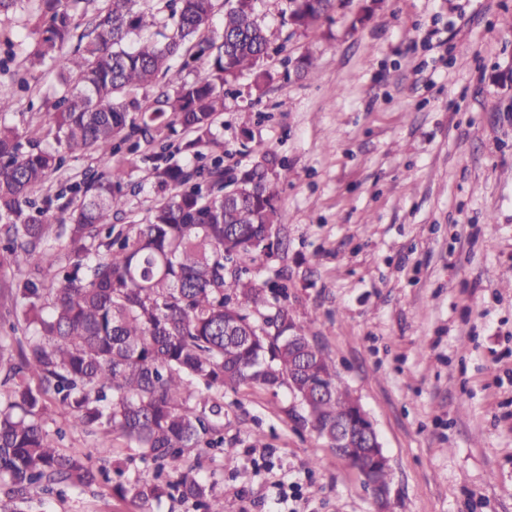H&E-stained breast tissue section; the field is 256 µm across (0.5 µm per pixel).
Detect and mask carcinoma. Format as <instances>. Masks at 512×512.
Returning a JSON list of instances; mask_svg holds the SVG:
<instances>
[{
  "label": "carcinoma",
  "instance_id": "carcinoma-1",
  "mask_svg": "<svg viewBox=\"0 0 512 512\" xmlns=\"http://www.w3.org/2000/svg\"><path fill=\"white\" fill-rule=\"evenodd\" d=\"M0 0V12L26 5L34 44L15 76L58 61L62 88L46 102V136L22 141L0 96V269L16 324L0 336V497L26 512L32 493L88 488L108 472L64 455L43 424L46 403L78 426L105 425L168 481H117L113 493L141 509L173 489L198 512H224L187 459L224 441V387H288L297 419L332 445L336 423L363 422L350 390L320 349L288 347L310 339L288 309L258 322L264 288L248 264L278 243L254 248L265 228L288 223L276 170L265 153L224 180L223 158L202 170L167 158L154 166L167 191L144 224L114 232L127 205L126 172L112 155L126 141L154 143L165 129L191 135L180 151L200 156L218 143L212 129L224 111V86L247 75L261 93L271 38L254 0H225L222 31L205 34L215 0ZM288 24L305 32L328 17L335 0H289ZM153 92L148 97L146 92ZM96 156L102 167L55 197L38 191L70 154ZM377 448H351L360 473Z\"/></svg>",
  "mask_w": 512,
  "mask_h": 512
}]
</instances>
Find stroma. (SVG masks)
I'll return each instance as SVG.
<instances>
[{"instance_id":"35a3bbf8","label":"stroma","mask_w":512,"mask_h":512,"mask_svg":"<svg viewBox=\"0 0 512 512\" xmlns=\"http://www.w3.org/2000/svg\"><path fill=\"white\" fill-rule=\"evenodd\" d=\"M336 0L330 19L289 27L288 0H257L285 52L256 95L226 87L213 128L224 171L267 152L288 222L254 280L265 314L290 309L373 421L392 472L391 512H512V0ZM312 71L299 77L296 60ZM18 90L0 71L8 122L32 134V109L58 70ZM132 187L117 225L144 222L160 191L146 150L119 152ZM288 388L224 390V445L197 476L224 512H375L360 473L293 419ZM61 452L127 478L155 465L101 428L49 405ZM140 512L100 482L31 512Z\"/></svg>"}]
</instances>
